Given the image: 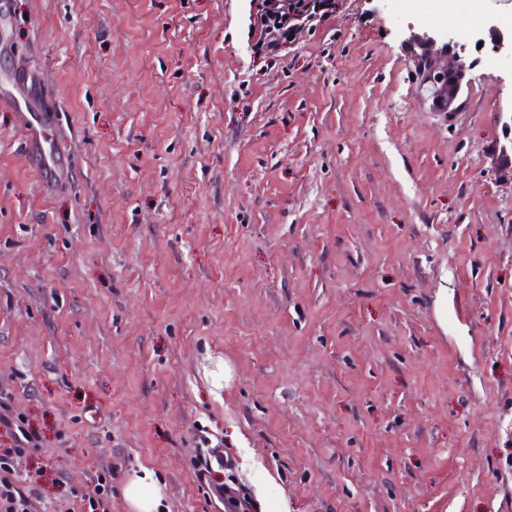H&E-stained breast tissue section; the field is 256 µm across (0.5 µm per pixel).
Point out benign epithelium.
<instances>
[{
    "instance_id": "7a95c632",
    "label": "benign epithelium",
    "mask_w": 512,
    "mask_h": 512,
    "mask_svg": "<svg viewBox=\"0 0 512 512\" xmlns=\"http://www.w3.org/2000/svg\"><path fill=\"white\" fill-rule=\"evenodd\" d=\"M493 48L512 58V31L503 32L497 26L489 28ZM408 40L419 46L421 53L415 56L419 88L437 80H449L451 91L441 92L433 97L434 106L443 112H454L462 106L461 91L466 71L476 66L479 59H467L455 50L450 41L435 32L412 33Z\"/></svg>"
}]
</instances>
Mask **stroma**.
<instances>
[{"label":"stroma","mask_w":512,"mask_h":512,"mask_svg":"<svg viewBox=\"0 0 512 512\" xmlns=\"http://www.w3.org/2000/svg\"><path fill=\"white\" fill-rule=\"evenodd\" d=\"M279 55L257 0H0L42 78L41 180L0 105V392L31 512H512V0H336ZM478 64L457 112L409 32ZM9 396H0V427L9 430L14 438V448H8L6 453L13 451L18 456L25 452L27 448H31L35 436L32 430L24 428L21 424L22 421L19 417L15 418V415L11 409V406L6 400ZM123 495L134 512H158L162 498L161 488L147 471L143 476L133 477L123 488Z\"/></svg>","instance_id":"obj_1"}]
</instances>
